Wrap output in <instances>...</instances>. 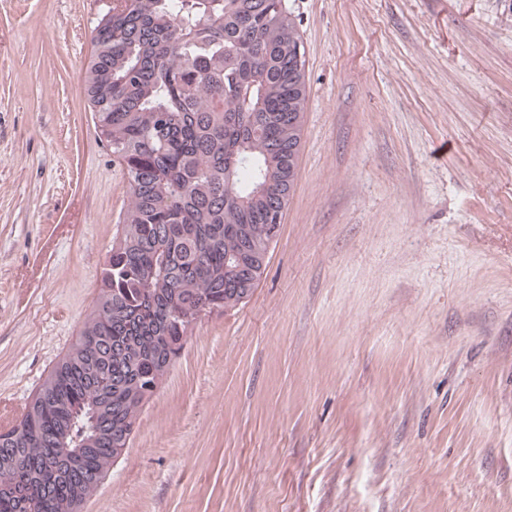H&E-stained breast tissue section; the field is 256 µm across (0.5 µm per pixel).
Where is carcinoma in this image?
Instances as JSON below:
<instances>
[{
  "label": "carcinoma",
  "mask_w": 512,
  "mask_h": 512,
  "mask_svg": "<svg viewBox=\"0 0 512 512\" xmlns=\"http://www.w3.org/2000/svg\"><path fill=\"white\" fill-rule=\"evenodd\" d=\"M91 42L85 91L132 206L77 342L0 433V512H81L193 323L257 286L296 175L285 0H112Z\"/></svg>",
  "instance_id": "obj_1"
}]
</instances>
